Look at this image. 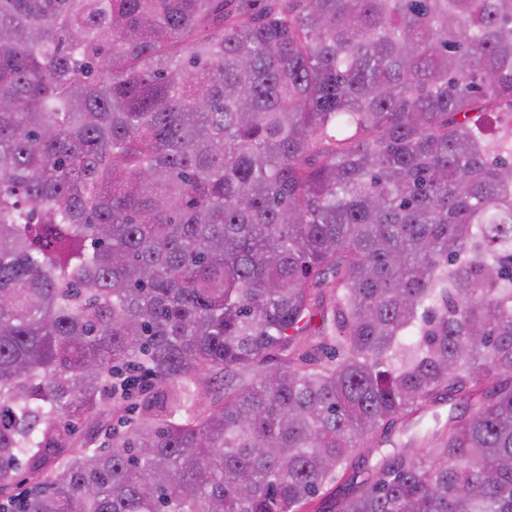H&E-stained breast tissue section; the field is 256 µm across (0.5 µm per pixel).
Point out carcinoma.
Listing matches in <instances>:
<instances>
[{
    "label": "carcinoma",
    "instance_id": "obj_1",
    "mask_svg": "<svg viewBox=\"0 0 512 512\" xmlns=\"http://www.w3.org/2000/svg\"><path fill=\"white\" fill-rule=\"evenodd\" d=\"M2 496L512 512V0H0Z\"/></svg>",
    "mask_w": 512,
    "mask_h": 512
}]
</instances>
